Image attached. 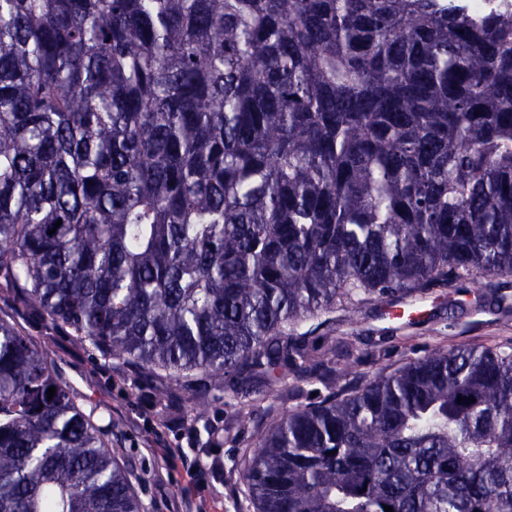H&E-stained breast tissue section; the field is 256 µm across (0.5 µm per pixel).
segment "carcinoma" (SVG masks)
Here are the masks:
<instances>
[{
	"label": "carcinoma",
	"instance_id": "carcinoma-1",
	"mask_svg": "<svg viewBox=\"0 0 512 512\" xmlns=\"http://www.w3.org/2000/svg\"><path fill=\"white\" fill-rule=\"evenodd\" d=\"M0 277L194 375L208 445L213 380L319 382L256 442V512H512V350L356 384L315 336L512 277V0H0ZM95 412L0 320V512H146Z\"/></svg>",
	"mask_w": 512,
	"mask_h": 512
}]
</instances>
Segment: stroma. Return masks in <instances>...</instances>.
Returning <instances> with one entry per match:
<instances>
[{"mask_svg":"<svg viewBox=\"0 0 512 512\" xmlns=\"http://www.w3.org/2000/svg\"><path fill=\"white\" fill-rule=\"evenodd\" d=\"M500 293L512 296V278L463 280L434 289L422 303L425 315L415 322L382 317L372 303L357 308L352 313L359 321L357 344L368 353L360 368L362 377L393 373L442 344L511 346L512 311L497 307L495 298ZM0 319L14 324L47 353L74 392L91 397L98 406L97 425L116 422L121 438L112 449L133 463V489L150 512H170L173 501L188 493L210 501L212 512H255L244 473L262 425L297 406L287 385L275 384L235 400L228 399L222 387L212 388L209 418L219 431L220 444L207 454L223 466L224 481L214 483L207 474L193 480L184 470L167 468L150 443L151 428L160 421L175 419L190 428L196 402L186 380L162 375L136 381L121 361L76 345L71 329L60 328L25 307L16 289L2 281ZM159 387L167 389L170 407L156 399Z\"/></svg>","mask_w":512,"mask_h":512,"instance_id":"stroma-1","label":"stroma"}]
</instances>
